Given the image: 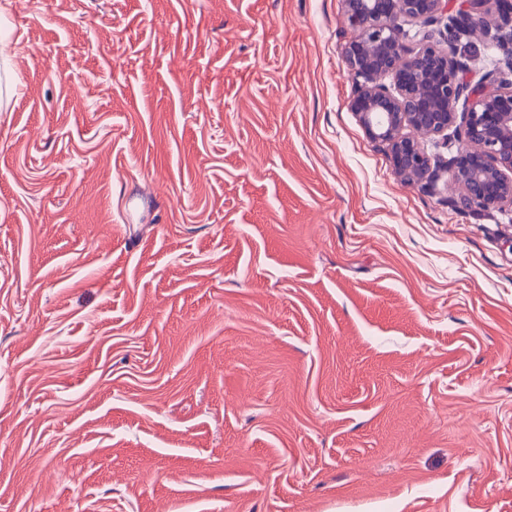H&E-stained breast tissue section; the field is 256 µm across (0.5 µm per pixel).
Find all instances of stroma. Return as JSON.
I'll list each match as a JSON object with an SVG mask.
<instances>
[{"mask_svg":"<svg viewBox=\"0 0 512 512\" xmlns=\"http://www.w3.org/2000/svg\"><path fill=\"white\" fill-rule=\"evenodd\" d=\"M0 12V512H512V211L397 181L344 0Z\"/></svg>","mask_w":512,"mask_h":512,"instance_id":"stroma-1","label":"stroma"}]
</instances>
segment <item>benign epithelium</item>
Returning a JSON list of instances; mask_svg holds the SVG:
<instances>
[{
  "instance_id": "1",
  "label": "benign epithelium",
  "mask_w": 512,
  "mask_h": 512,
  "mask_svg": "<svg viewBox=\"0 0 512 512\" xmlns=\"http://www.w3.org/2000/svg\"><path fill=\"white\" fill-rule=\"evenodd\" d=\"M348 24L357 38L346 49V64L359 80L350 110L369 137L387 147L394 175L403 183L431 188L446 169L459 190L458 207L512 208V4L468 0L454 24L477 23L494 30L504 67L477 81L451 41L436 39L434 25L446 0H345ZM407 25L422 37L407 45ZM410 128L417 137L404 135ZM462 142L444 161L426 141Z\"/></svg>"
}]
</instances>
